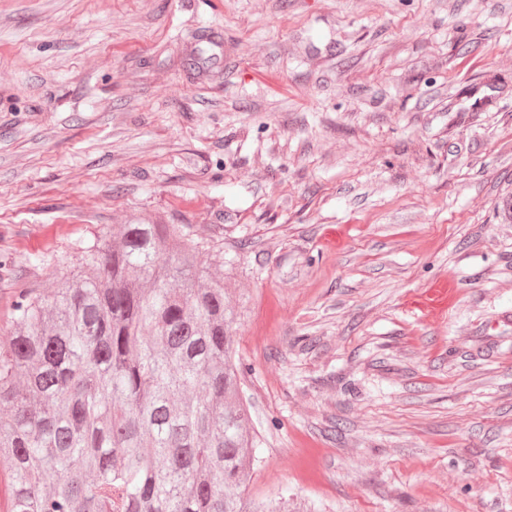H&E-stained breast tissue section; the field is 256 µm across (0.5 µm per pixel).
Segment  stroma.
I'll return each mask as SVG.
<instances>
[{
    "mask_svg": "<svg viewBox=\"0 0 512 512\" xmlns=\"http://www.w3.org/2000/svg\"><path fill=\"white\" fill-rule=\"evenodd\" d=\"M511 196L512 0H0V325L189 225L283 512H512Z\"/></svg>",
    "mask_w": 512,
    "mask_h": 512,
    "instance_id": "35a3bbf8",
    "label": "stroma"
}]
</instances>
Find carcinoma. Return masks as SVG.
Returning a JSON list of instances; mask_svg holds the SVG:
<instances>
[{"label":"carcinoma","instance_id":"carcinoma-1","mask_svg":"<svg viewBox=\"0 0 512 512\" xmlns=\"http://www.w3.org/2000/svg\"><path fill=\"white\" fill-rule=\"evenodd\" d=\"M184 224H114L0 327L5 512H281L248 498L257 436L224 261Z\"/></svg>","mask_w":512,"mask_h":512}]
</instances>
